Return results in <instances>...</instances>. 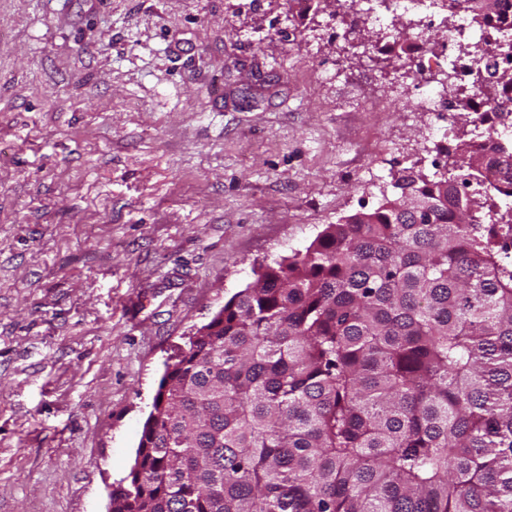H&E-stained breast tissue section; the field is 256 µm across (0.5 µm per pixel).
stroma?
<instances>
[{
	"instance_id": "35a3bbf8",
	"label": "stroma",
	"mask_w": 512,
	"mask_h": 512,
	"mask_svg": "<svg viewBox=\"0 0 512 512\" xmlns=\"http://www.w3.org/2000/svg\"><path fill=\"white\" fill-rule=\"evenodd\" d=\"M312 0H0V512H108L165 363L447 157Z\"/></svg>"
}]
</instances>
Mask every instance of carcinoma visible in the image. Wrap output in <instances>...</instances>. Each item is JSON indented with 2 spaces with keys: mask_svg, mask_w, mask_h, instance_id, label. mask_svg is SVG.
I'll use <instances>...</instances> for the list:
<instances>
[{
  "mask_svg": "<svg viewBox=\"0 0 512 512\" xmlns=\"http://www.w3.org/2000/svg\"><path fill=\"white\" fill-rule=\"evenodd\" d=\"M481 25L501 0H462ZM472 87L489 97L512 72ZM486 156L393 177L224 302L162 379L112 512H512V202ZM512 197V153L495 170Z\"/></svg>",
  "mask_w": 512,
  "mask_h": 512,
  "instance_id": "cac0c4a2",
  "label": "carcinoma"
}]
</instances>
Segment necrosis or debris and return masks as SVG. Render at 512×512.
<instances>
[{
    "label": "necrosis or debris",
    "mask_w": 512,
    "mask_h": 512,
    "mask_svg": "<svg viewBox=\"0 0 512 512\" xmlns=\"http://www.w3.org/2000/svg\"><path fill=\"white\" fill-rule=\"evenodd\" d=\"M352 8L361 12L363 18L378 22L387 18L395 26L406 18L417 23L420 35L411 39L410 46L419 57L418 77L414 86L406 88L402 96L409 100L411 111L435 115L443 136L451 135L453 118L462 110L479 115L512 112L510 99L481 96L464 99L449 94L443 82L444 76L449 75L456 86L466 85L477 49L494 43L498 31H512L511 17L474 28L456 22L450 0H354ZM442 24L452 27L446 43L431 47L421 41L422 33Z\"/></svg>",
    "instance_id": "4bbe7bcc"
}]
</instances>
